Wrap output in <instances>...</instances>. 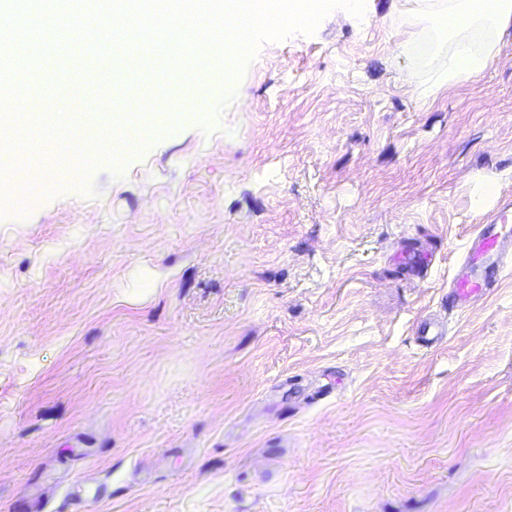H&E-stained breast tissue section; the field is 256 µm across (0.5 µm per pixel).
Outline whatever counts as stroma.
Returning <instances> with one entry per match:
<instances>
[{
    "instance_id": "1",
    "label": "stroma",
    "mask_w": 512,
    "mask_h": 512,
    "mask_svg": "<svg viewBox=\"0 0 512 512\" xmlns=\"http://www.w3.org/2000/svg\"><path fill=\"white\" fill-rule=\"evenodd\" d=\"M409 7L263 42L224 106L205 51L127 73L120 174L0 180V512H512V255L446 304L477 182L512 194V34L426 103Z\"/></svg>"
}]
</instances>
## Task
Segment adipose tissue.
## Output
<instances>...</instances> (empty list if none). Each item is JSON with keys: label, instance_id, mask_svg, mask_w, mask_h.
Returning a JSON list of instances; mask_svg holds the SVG:
<instances>
[{"label": "adipose tissue", "instance_id": "ef3b65f1", "mask_svg": "<svg viewBox=\"0 0 512 512\" xmlns=\"http://www.w3.org/2000/svg\"><path fill=\"white\" fill-rule=\"evenodd\" d=\"M417 7L397 33L400 52L411 53L426 43L431 57L443 66L429 70L416 92L435 99L444 89L478 82L497 58L500 44L512 28V0H416Z\"/></svg>", "mask_w": 512, "mask_h": 512}]
</instances>
